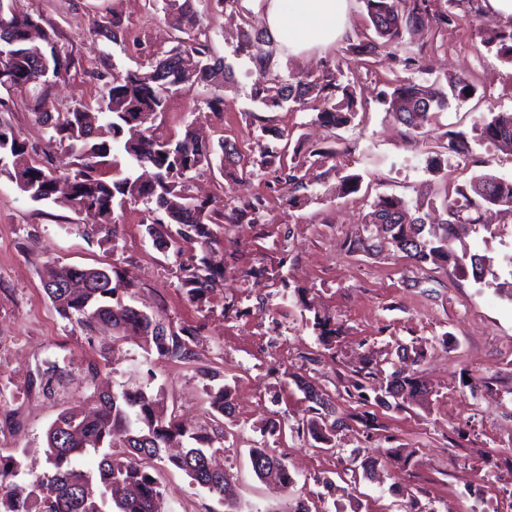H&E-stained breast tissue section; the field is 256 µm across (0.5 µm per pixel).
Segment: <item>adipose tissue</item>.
<instances>
[{
    "label": "adipose tissue",
    "instance_id": "adipose-tissue-1",
    "mask_svg": "<svg viewBox=\"0 0 512 512\" xmlns=\"http://www.w3.org/2000/svg\"><path fill=\"white\" fill-rule=\"evenodd\" d=\"M279 52L295 57L343 41L350 31L349 0H254Z\"/></svg>",
    "mask_w": 512,
    "mask_h": 512
}]
</instances>
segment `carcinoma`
<instances>
[{
  "instance_id": "carcinoma-1",
  "label": "carcinoma",
  "mask_w": 512,
  "mask_h": 512,
  "mask_svg": "<svg viewBox=\"0 0 512 512\" xmlns=\"http://www.w3.org/2000/svg\"><path fill=\"white\" fill-rule=\"evenodd\" d=\"M368 17L366 31L358 42L347 49L344 64L367 68L377 58L391 54L405 31L425 29L448 21V15L434 14L430 0H363ZM165 7L180 14L183 33L187 37L168 52L166 57L150 64L146 70L112 74L107 82L104 105L97 112L81 105L53 118L46 114L42 122L53 130L52 140L70 150L76 157L75 168L54 173L32 156L27 142L15 135L11 125L0 116V174L13 182L23 180L26 193L34 201H57L59 185L68 188L65 201L78 211L97 217V232L109 239L116 237L115 207L131 201L155 204L153 219L147 231L155 236L159 247L182 241L197 240L211 248L220 243L226 224L262 220L259 198L241 199L236 205L222 206L200 200L190 194V173L210 165V145L187 131L181 137L155 134L152 122L164 111L169 94L191 91L203 85L214 89L207 101L214 111H223V97L218 91L227 87L229 67L224 59L212 54L208 39L203 37L201 18L190 0H164ZM36 20L19 14L0 0V67L7 70L0 88L22 92L42 81L44 72L59 77L68 61L55 46L51 35L43 43L30 40V29ZM97 34L117 43L125 39L121 23L112 20L99 27ZM483 43L497 46V53L512 61V31L494 32ZM242 50L251 58L257 78L253 98L263 111L288 108L294 112H314L315 121L330 129L351 124L356 116L357 100L353 89L337 83L341 64L320 74H271L275 47L267 33L246 35ZM475 88L464 76L448 81V88L438 83L406 80L385 95L386 111L413 131L425 127L432 112L448 108L449 98L462 100ZM480 136L499 150L512 152V112H499L483 123ZM447 142L440 145L446 153L465 158L470 152L466 137L460 132H446ZM220 147L225 161L241 167L240 183L248 181L254 168L267 169L275 184L286 183L295 194L288 205L301 201L298 192L308 190V170L323 168L336 151L312 150L299 157H288L286 150L264 149L260 157L242 152L237 143L224 138ZM125 160L120 169L118 157ZM441 207L443 218L427 223L428 214L412 209L406 201L380 197L367 214L366 223L389 238L396 248L420 263L452 262L458 268L471 270L483 277L485 259L477 254L458 253L451 240L459 238L457 229L481 226V211L498 207L512 215V181L493 174H481L466 185L447 190ZM114 267L61 266L55 272L58 282H70L71 288H48L46 293L63 318L76 319L87 330H109L112 343L126 336H140L146 349L160 357L191 360L192 345L200 328L166 322L160 315L147 313L125 303L112 286ZM224 270L214 267L207 257L196 264L180 268L179 280L188 300L200 303ZM65 370L56 361H47L37 369L36 380L44 393H52L63 380ZM387 393L404 401L424 394L420 384L397 374L387 381ZM314 407L308 423V434L316 441L333 445L336 421L331 402L313 387L304 388ZM206 395L218 415L230 413V390L224 385L207 388ZM50 468L31 479L23 478L22 463L17 457L0 456V512H105V498L92 495V475L76 461L93 451L100 455L98 476L111 493L113 512H156L162 496L157 477L162 466L183 472L191 482L220 500L227 502L225 512H241L232 492L228 474L213 466L212 457L223 451L224 425L214 434L186 429L174 414L164 410L158 395L144 388L100 390L96 387L80 405L63 409L46 431ZM252 469L261 481L284 490L293 483L285 462L260 445L250 450Z\"/></svg>"
}]
</instances>
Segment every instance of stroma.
<instances>
[{"instance_id": "obj_1", "label": "stroma", "mask_w": 512, "mask_h": 512, "mask_svg": "<svg viewBox=\"0 0 512 512\" xmlns=\"http://www.w3.org/2000/svg\"><path fill=\"white\" fill-rule=\"evenodd\" d=\"M52 34L70 67L47 85L6 92V115L15 133L38 150L50 169L71 168L74 158L52 143L44 112L77 105L97 108L106 94L105 74L147 69L176 45L174 16L163 0H12ZM216 56L234 81L223 91L222 111H212L210 91L176 93L153 122L162 136L194 128L210 143L228 138L240 150L275 147L287 131L289 149L308 153L335 149L345 172L361 177L360 189L344 194L335 173L314 180L308 198L288 204V187H267L255 173L249 186L224 179L219 166L192 174L202 199L233 203L243 193L264 197L258 224H228L211 251L187 243L161 249L146 231L147 206L117 211L116 239L91 234L93 215L61 203L35 202L0 175V453H18L25 466L46 468L45 432L62 406L88 394L86 364L96 361L111 388L143 387L161 394L188 427L209 433L216 424L204 387L207 371L222 373L231 391L232 414L224 420V451L216 463L232 476L242 512H289L302 500L310 512H512V218L489 212L496 235L470 233L464 244L487 256L491 274L477 280L450 263L420 264L397 250L365 216L380 196L422 202L425 189L490 173L512 180V154L479 137L484 122L512 112V62L488 51L476 35L482 0H432L433 12H449L450 23L405 36L395 56L370 68L344 69L341 83L357 93L364 110L341 129L314 123L309 112L269 113L268 135L256 136L251 115L259 111L252 84L254 65L239 51L240 27L256 33L264 25L252 0L236 14L192 0ZM126 31L120 43L99 37L107 21ZM422 52L419 79L445 82L464 75L477 93L451 101L434 113L424 136L408 131L382 103L391 85L407 79L401 62ZM345 44L307 58L276 55L281 76L318 72L346 57ZM464 133L467 158L443 155L432 169L430 143L447 131ZM369 239L373 249L352 244ZM208 257L224 277L207 299L193 304L177 278L181 266ZM60 265L114 266L133 281L121 290L125 303L160 314L176 326L202 332L190 362L147 353L141 337L113 343L62 319L44 290L48 272ZM336 328L333 343L319 339L316 318ZM66 367L62 388L44 395L32 377L44 361ZM418 379L423 404L397 409L375 392L392 373ZM311 384L347 417L334 450L319 448L303 434L312 404L298 381ZM265 444L294 477L289 490L254 474L249 450ZM164 512H224L216 497L182 472L161 469Z\"/></svg>"}]
</instances>
